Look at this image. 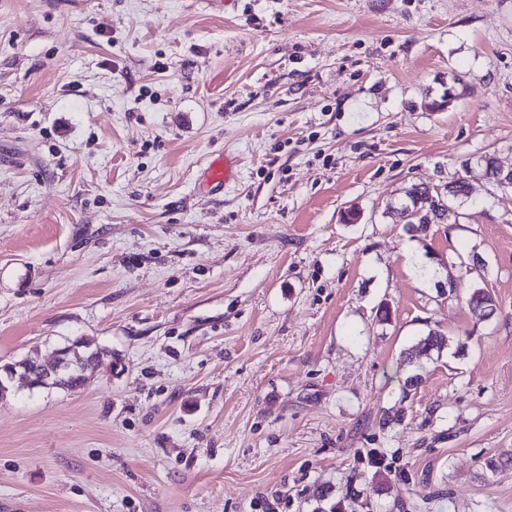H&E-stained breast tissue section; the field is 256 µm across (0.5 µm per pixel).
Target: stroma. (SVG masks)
Returning <instances> with one entry per match:
<instances>
[{"mask_svg":"<svg viewBox=\"0 0 512 512\" xmlns=\"http://www.w3.org/2000/svg\"><path fill=\"white\" fill-rule=\"evenodd\" d=\"M488 154L512 0H0V365L110 352L0 400V512H512V187L388 210ZM234 166V159L224 154L210 161L203 172L204 182L210 191L224 187V182L229 181L234 175ZM464 180V177H461L456 180L448 182L446 185L442 187L445 204L439 207H435V209H433L430 220L427 217L428 212H424L427 209L428 204H433V202L436 204L437 200L433 199L431 196H429V194L430 192H432L437 198H439L437 191L440 192L441 188L437 186L435 189V187H430L429 185H426L424 183H415L412 184L409 188H407L405 190V197L407 203L403 204L400 211L402 217H407L405 216V209L407 208V206L413 207L415 199L429 196V199L424 201L423 208H420L423 199L417 200L416 208L418 209V213L419 215L424 214L425 216H422L420 218H412L410 220L405 221L404 224L407 232H411L410 229H413L411 227V224H419V227H424V224H459L460 220L464 218V213L460 211V205L456 206V202L468 196L467 184L465 183ZM451 190L456 192V199L453 198L452 193L450 192ZM424 219H426L428 223H421ZM429 221H432V223H430ZM468 305L472 313L480 319H484L487 313H491L497 308L493 296L484 288L474 289ZM450 345V340L445 334L431 329L428 330L424 336L420 337L413 350H409L412 352L403 353L397 362L393 374L389 376L390 380H393L394 378L397 379L402 398H410L412 393L417 390L421 383V377L417 374L408 375L403 379L400 377L401 370H403L405 366L413 363V351L415 352V356L418 357L430 356L431 353L434 352L437 354V357H439Z\"/></svg>","mask_w":512,"mask_h":512,"instance_id":"35a3bbf8","label":"stroma"}]
</instances>
